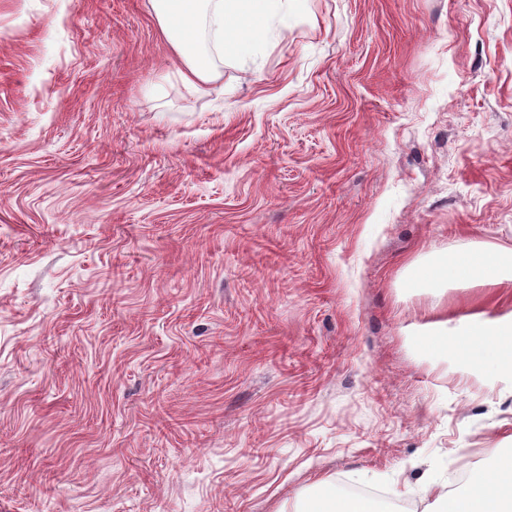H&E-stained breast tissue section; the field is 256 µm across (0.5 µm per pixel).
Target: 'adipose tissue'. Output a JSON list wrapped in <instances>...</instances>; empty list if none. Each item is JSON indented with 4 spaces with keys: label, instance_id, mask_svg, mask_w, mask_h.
Wrapping results in <instances>:
<instances>
[{
    "label": "adipose tissue",
    "instance_id": "1",
    "mask_svg": "<svg viewBox=\"0 0 512 512\" xmlns=\"http://www.w3.org/2000/svg\"><path fill=\"white\" fill-rule=\"evenodd\" d=\"M277 0H152L160 29L179 62L177 75L196 92H206L217 78L211 51H235L249 33L251 19L275 8ZM416 279L431 289L430 310H447L442 287L451 280H465L487 287L512 283V251L469 250L441 256L419 268ZM461 357L480 367L502 368L512 363V313L482 318L458 346ZM424 494L450 512H512V458L495 473H476L463 495L449 500L448 487L429 481Z\"/></svg>",
    "mask_w": 512,
    "mask_h": 512
}]
</instances>
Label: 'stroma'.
Returning a JSON list of instances; mask_svg holds the SVG:
<instances>
[{
  "label": "stroma",
  "mask_w": 512,
  "mask_h": 512,
  "mask_svg": "<svg viewBox=\"0 0 512 512\" xmlns=\"http://www.w3.org/2000/svg\"><path fill=\"white\" fill-rule=\"evenodd\" d=\"M198 94L150 0H0V512H423L512 456V0H281ZM416 279L422 288H432L430 311L446 313L447 302L441 288L449 280H465L487 287L512 283V251L469 250L443 255L432 265L419 268ZM479 327L458 344L461 357L480 367L512 365V313L494 319L476 316ZM373 504L366 500L358 503L336 495L329 488H325L321 498L305 500L299 512H377Z\"/></svg>",
  "instance_id": "obj_1"
}]
</instances>
